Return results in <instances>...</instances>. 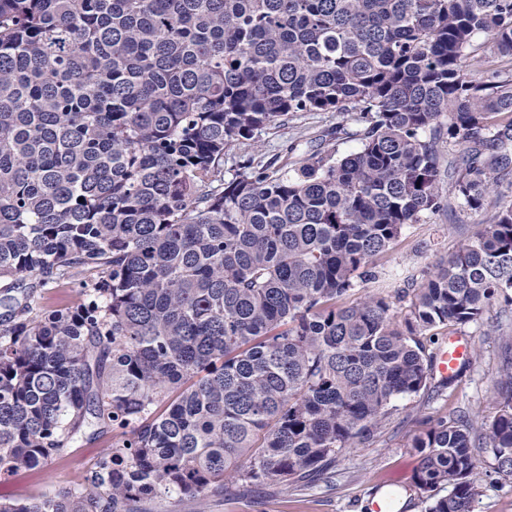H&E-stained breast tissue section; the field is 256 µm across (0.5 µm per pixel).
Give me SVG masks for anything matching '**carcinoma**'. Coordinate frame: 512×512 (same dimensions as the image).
<instances>
[{
  "label": "carcinoma",
  "instance_id": "1",
  "mask_svg": "<svg viewBox=\"0 0 512 512\" xmlns=\"http://www.w3.org/2000/svg\"><path fill=\"white\" fill-rule=\"evenodd\" d=\"M512 0H0V474L111 438L81 480L0 512H141L229 484L321 475L431 379L420 340L512 306V207L435 266L397 322L350 292L408 224L495 207L512 164ZM299 112L358 125L291 168L232 146ZM465 146L448 170L439 143ZM97 275H91L92 271ZM65 281L72 299L41 304ZM497 414L412 442L424 512H473L476 442L512 477Z\"/></svg>",
  "mask_w": 512,
  "mask_h": 512
}]
</instances>
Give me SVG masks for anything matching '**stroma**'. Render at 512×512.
Listing matches in <instances>:
<instances>
[{
  "label": "stroma",
  "instance_id": "stroma-1",
  "mask_svg": "<svg viewBox=\"0 0 512 512\" xmlns=\"http://www.w3.org/2000/svg\"><path fill=\"white\" fill-rule=\"evenodd\" d=\"M352 129V121L331 112H307L281 127H273L227 150L224 175H232L254 153H262L276 166L323 150L322 137L333 127ZM339 135L334 144L338 155L356 151L359 143ZM491 210L469 211L460 208L431 215L407 225L393 249L380 257L378 283L369 291L402 287L401 276L421 274L441 258L453 253L471 238L479 225L489 223ZM460 331L473 343V359L461 370L452 385L431 380L420 392L394 400L387 408L375 435L364 442L337 452L328 465V477L316 482H297L286 486H228L223 495L206 504L182 496L157 498L145 503L146 512H366L371 497L389 487L401 488L409 501L406 512H421L413 476L419 455L412 446L415 436L437 419L459 414L492 418L499 371L512 356V310L499 303L488 305L480 320L461 326ZM104 442L85 443L66 449L42 470H21L0 475V498L25 500L76 482L101 455ZM481 466L476 476L479 494L474 512H512V479L496 473L491 449L477 445L474 450Z\"/></svg>",
  "mask_w": 512,
  "mask_h": 512
}]
</instances>
